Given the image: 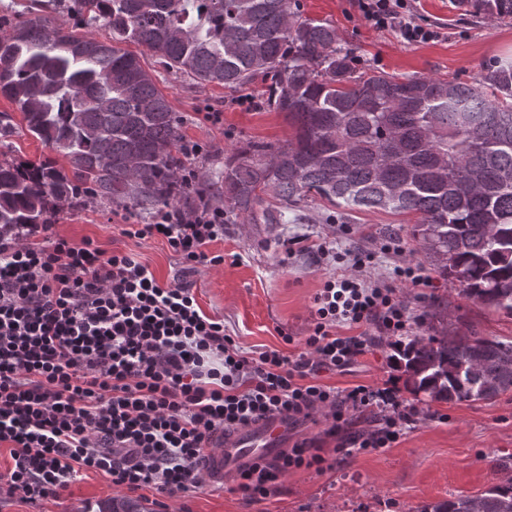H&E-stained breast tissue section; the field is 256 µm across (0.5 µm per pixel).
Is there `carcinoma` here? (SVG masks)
<instances>
[{
  "label": "carcinoma",
  "mask_w": 512,
  "mask_h": 512,
  "mask_svg": "<svg viewBox=\"0 0 512 512\" xmlns=\"http://www.w3.org/2000/svg\"><path fill=\"white\" fill-rule=\"evenodd\" d=\"M454 7L512 17V0ZM62 8L80 27L52 25ZM40 12L0 39V95L68 169L0 160V225L47 224L66 201L148 210L184 192L177 115L134 44L203 85L272 77L267 104L294 137L225 160L224 208L265 224L309 199L414 214L430 264L468 299L512 315V61L471 84L362 70L296 0H48ZM101 21L108 37L81 31ZM475 174L480 184L457 192ZM391 360L431 403L512 391L510 341L437 331L399 343ZM417 512H512V480Z\"/></svg>",
  "instance_id": "carcinoma-1"
}]
</instances>
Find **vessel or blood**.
<instances>
[{"label":"vessel or blood","instance_id":"b4317fda","mask_svg":"<svg viewBox=\"0 0 512 512\" xmlns=\"http://www.w3.org/2000/svg\"><path fill=\"white\" fill-rule=\"evenodd\" d=\"M292 431L291 421L273 417L224 437L220 447L204 464L207 479L221 481L236 476L239 470L253 461L276 458L287 448Z\"/></svg>","mask_w":512,"mask_h":512}]
</instances>
